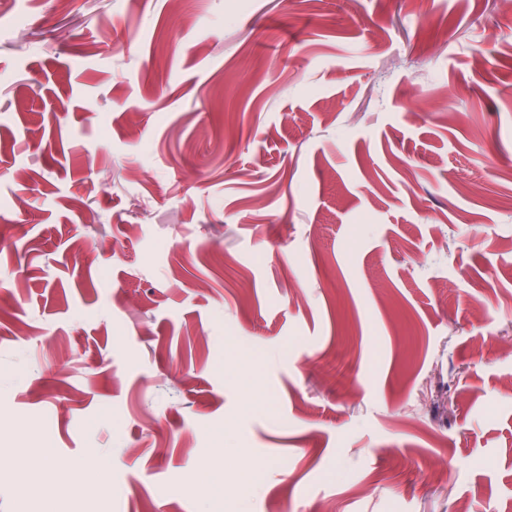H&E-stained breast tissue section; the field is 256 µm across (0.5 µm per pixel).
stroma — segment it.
<instances>
[{
    "instance_id": "stroma-1",
    "label": "stroma",
    "mask_w": 512,
    "mask_h": 512,
    "mask_svg": "<svg viewBox=\"0 0 512 512\" xmlns=\"http://www.w3.org/2000/svg\"><path fill=\"white\" fill-rule=\"evenodd\" d=\"M0 512H512V7L5 0ZM107 470V464L96 457H90L84 466V478L79 487L84 492L96 493L104 487L103 476Z\"/></svg>"
}]
</instances>
